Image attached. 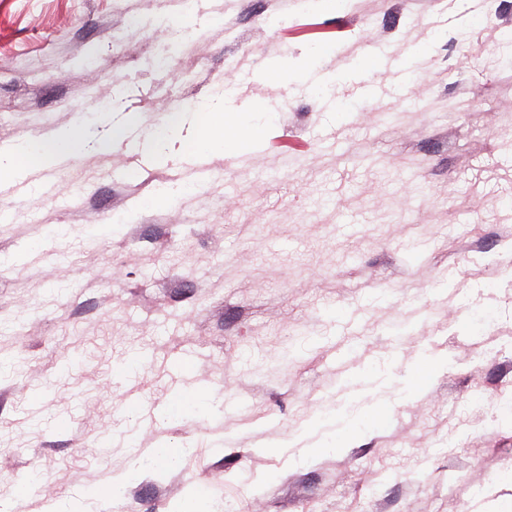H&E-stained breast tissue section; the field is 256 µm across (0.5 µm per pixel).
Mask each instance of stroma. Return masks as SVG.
Instances as JSON below:
<instances>
[{"mask_svg":"<svg viewBox=\"0 0 512 512\" xmlns=\"http://www.w3.org/2000/svg\"><path fill=\"white\" fill-rule=\"evenodd\" d=\"M510 32L512 0H0V147L100 142L49 170L70 206L0 183V497L165 444L89 512H512ZM220 85L271 118L158 201L188 163L128 140Z\"/></svg>","mask_w":512,"mask_h":512,"instance_id":"1","label":"stroma"}]
</instances>
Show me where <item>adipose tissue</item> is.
Listing matches in <instances>:
<instances>
[{"label": "adipose tissue", "instance_id": "obj_1", "mask_svg": "<svg viewBox=\"0 0 512 512\" xmlns=\"http://www.w3.org/2000/svg\"><path fill=\"white\" fill-rule=\"evenodd\" d=\"M224 95L214 96L208 106L192 112H181L182 123L195 125L194 133L182 142L170 139L167 130L155 129L144 136L145 145L153 152L178 151L186 158L206 156L218 149H227L244 142L256 141L261 123L228 128V115L224 111ZM90 143L83 125L75 124L33 143H21L0 148V181L21 182L33 173L57 165L65 157Z\"/></svg>", "mask_w": 512, "mask_h": 512}]
</instances>
